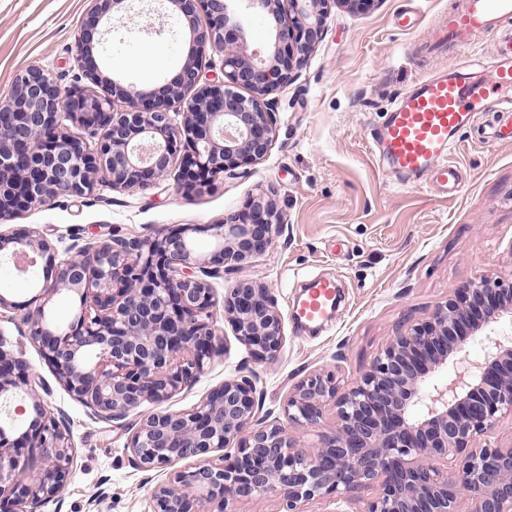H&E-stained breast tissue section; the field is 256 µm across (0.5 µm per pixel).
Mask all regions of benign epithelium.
<instances>
[{"label": "benign epithelium", "instance_id": "1", "mask_svg": "<svg viewBox=\"0 0 512 512\" xmlns=\"http://www.w3.org/2000/svg\"><path fill=\"white\" fill-rule=\"evenodd\" d=\"M330 1L356 8L375 2L251 0L276 21L274 50L261 57L247 53L245 32L225 0H168L187 20L193 47L176 77L144 93L104 76L96 63L94 34L124 0H95L76 39L77 62L107 95H75L42 69L17 77L0 103V222L59 193L88 195L99 173L114 188H143L168 175L180 141L190 148L179 174L187 188L262 159L273 140L266 97L291 81L321 41ZM208 49L222 56L220 84L204 80L213 67ZM63 116L94 129L95 147L64 132ZM282 224L272 192L263 190L245 211L212 225L214 249L207 253L182 232L159 231L143 240L80 246L58 261L54 246L34 230L0 233V252L23 258L24 271L43 264V291L66 289L79 297L80 310L64 329L50 325L41 306L25 323L59 384L112 421L144 401L162 404L196 381L216 339L206 278L225 264L248 267ZM505 314L512 315V282L481 276L456 286L428 320L393 337L350 388L340 389L330 371L298 382L285 405L288 423L313 425L327 408L336 410V429L314 448L285 426L257 418L256 387L246 377L224 380L189 412L143 416L127 442L134 464L173 468L153 488L151 512H228L237 499L273 492L284 512H305L310 500L374 482L381 491L365 512H459L466 492L470 512H512V446L478 445L512 416V339L506 343L490 330ZM224 316L252 358L276 359L284 330L270 289L239 279L224 297ZM477 332L485 333L484 358L440 385H426L429 373ZM14 373L24 376L27 366L0 341L1 398L17 388ZM26 396L33 411L27 428L13 439V428L0 425V502L16 512L58 497L75 454L70 432L48 414L35 386ZM415 405L424 407L418 418L410 413ZM25 448L38 450L44 468L29 472L20 464ZM190 458L199 463L176 467Z\"/></svg>", "mask_w": 512, "mask_h": 512}]
</instances>
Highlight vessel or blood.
Returning a JSON list of instances; mask_svg holds the SVG:
<instances>
[{
	"label": "vessel or blood",
	"mask_w": 512,
	"mask_h": 512,
	"mask_svg": "<svg viewBox=\"0 0 512 512\" xmlns=\"http://www.w3.org/2000/svg\"><path fill=\"white\" fill-rule=\"evenodd\" d=\"M512 17V0H463L456 11L443 15L431 30L424 48L439 54H463L478 37H492L494 61L483 79L472 77L473 62L439 72L413 86L394 102L376 140L387 173L418 178L432 173L439 187L455 193L458 176L448 161L457 136L476 113L496 107L506 113L507 137L512 124V31L501 29V19ZM336 286L327 279L316 282L296 309L298 319L316 323L334 309Z\"/></svg>",
	"instance_id": "vessel-or-blood-1"
}]
</instances>
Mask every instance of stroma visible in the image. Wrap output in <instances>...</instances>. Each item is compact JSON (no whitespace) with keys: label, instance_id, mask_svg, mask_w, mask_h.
I'll return each mask as SVG.
<instances>
[{"label":"stroma","instance_id":"obj_1","mask_svg":"<svg viewBox=\"0 0 512 512\" xmlns=\"http://www.w3.org/2000/svg\"><path fill=\"white\" fill-rule=\"evenodd\" d=\"M456 0H375L365 10L330 7L322 41L287 85L272 95L273 141L256 163L220 174L207 186L180 188L178 170L133 191L99 183L92 194L58 196L0 224V233L33 229L54 246L58 259L72 244L108 237L148 238L155 232L192 230L199 251L213 247L207 227L244 211L261 189H273L284 225L268 253L246 272L211 278L209 323L216 349L192 387L166 402V410L196 407L224 380H254L260 420L285 423V399L309 375L335 372L349 388L386 343L427 320L457 285L489 275L512 280V144L493 137L497 117L485 113L460 134L449 156L457 166V195H442L433 180L393 186L371 148L394 99L428 74L452 68L453 59H428L418 46L434 18ZM93 0H0V98L18 74L38 67L70 92L93 89L76 61V33ZM247 48L269 51L275 21L249 0H232ZM414 19L405 28V19ZM106 36L94 55L106 75L144 92L163 85L190 51L186 20L160 0H124L101 23ZM149 52L147 68L129 60ZM270 289L283 317L284 342L271 363L255 361L224 317V297L240 275ZM316 277L336 281L339 308L321 325L301 328L292 307ZM42 268L19 272L0 256V345L26 361L42 383L48 411L68 428L75 457L68 483L36 512H150L149 492L168 469L137 468L126 444L143 402L119 421L94 417L57 381L23 320L24 304L44 306L55 326L66 327L79 301L71 292L44 293Z\"/></svg>","mask_w":512,"mask_h":512}]
</instances>
